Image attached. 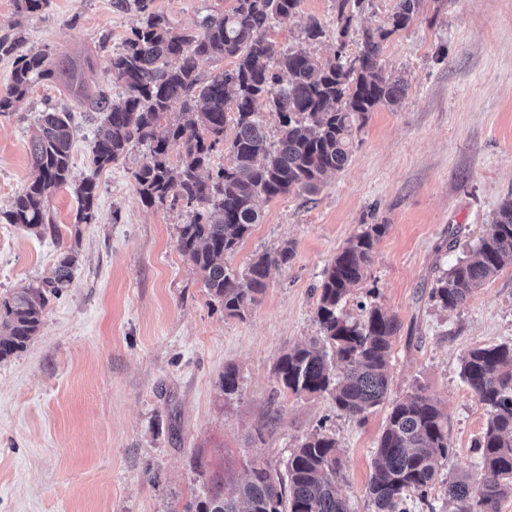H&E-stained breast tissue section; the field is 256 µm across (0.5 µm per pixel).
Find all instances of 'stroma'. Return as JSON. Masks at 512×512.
Returning a JSON list of instances; mask_svg holds the SVG:
<instances>
[{"label": "stroma", "mask_w": 512, "mask_h": 512, "mask_svg": "<svg viewBox=\"0 0 512 512\" xmlns=\"http://www.w3.org/2000/svg\"><path fill=\"white\" fill-rule=\"evenodd\" d=\"M396 4L365 0L342 37L336 0H302L267 38L322 61L340 48L352 56L362 31L386 26ZM232 6L151 3L177 28ZM313 18L325 31L316 41L304 34ZM141 19L114 0H49L30 16L0 0V36L22 30L27 49L78 65L91 60L94 80L115 98L112 54ZM381 64L404 84L399 102L370 113L348 163L317 193L262 202L259 224L225 256L241 271L282 244L294 251L288 265L271 268L265 292L241 318L225 313L178 248L191 209L141 201L133 173L147 146L95 169V123L78 121L71 183L50 198L59 236L8 223L4 214L31 177L38 118L48 106L77 102L40 81L0 114V295L50 276L59 248L78 257L36 335L0 361V512H169L216 481L242 480L250 458L285 477L291 451L319 430L336 440L350 512H375L366 485L386 415L419 386L448 418L439 479L463 468L481 481L474 444L487 409L464 382L461 357L512 342V266L454 311L430 291L512 199V0H422L412 22L386 40ZM87 179L98 185L96 219L80 224L74 188ZM371 224L386 231L344 311L358 318L362 305L377 303L399 330L387 400L360 418L337 411L328 394L284 389L276 364L294 345L320 338L322 272ZM228 366L239 376L231 397L221 388Z\"/></svg>", "instance_id": "stroma-1"}]
</instances>
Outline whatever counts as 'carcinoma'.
Returning <instances> with one entry per match:
<instances>
[{
	"label": "carcinoma",
	"mask_w": 512,
	"mask_h": 512,
	"mask_svg": "<svg viewBox=\"0 0 512 512\" xmlns=\"http://www.w3.org/2000/svg\"><path fill=\"white\" fill-rule=\"evenodd\" d=\"M151 2H114L142 14L112 55V84L123 89L118 101L88 85L85 72L25 50L23 36H1L0 59H10L12 68L0 88V113L12 111L35 82L60 79L75 91L82 111L100 113L92 145L97 170L119 161L133 144L147 145L149 153L133 173L141 200L193 209L192 221L179 228L178 248L224 311L241 318L264 292L271 267L288 264L293 248L286 242L240 273L224 266V256L259 222L260 199L316 192L327 175L347 164L370 112L397 103L404 87L383 73L384 42L409 25L420 0H398L388 28L364 29L354 58L338 51L324 62L304 51H279L266 38L272 20L295 13L301 0H235L230 11L205 18L198 30L171 27L164 15L150 11ZM202 59H229L231 66L205 77L198 70ZM265 107L279 119L274 140ZM73 131L71 109L42 113L30 141L35 177L13 197L8 223L30 231L55 228L49 202L70 181ZM172 143L182 147L177 172L168 158ZM226 143L230 164L208 171L212 152ZM76 195L77 222L89 224L95 219L96 182L83 181ZM385 230L384 224H372L352 236L323 270L317 302L321 338L289 350L276 366L284 388L326 392L348 416L383 403L389 387L397 319L374 304L359 320L342 312L353 287L368 277L375 241ZM76 263L75 252L62 248L51 277L0 296V360L36 335L49 297L69 286ZM507 265L512 266V200L500 207L472 256L438 277L431 297L442 309L455 310ZM461 376L488 412L475 444L484 475L475 486L468 471L459 470L443 482L442 504L430 512H499L500 502L512 496V343L468 349ZM221 387L226 396L238 392L235 368H224ZM448 453V422L433 395L418 387L394 401L367 485L376 512H408L411 492L427 500L438 460ZM340 479L336 439L315 432L291 452L287 481L253 459L244 481L225 492L217 485L170 512H349Z\"/></svg>",
	"instance_id": "carcinoma-1"
}]
</instances>
